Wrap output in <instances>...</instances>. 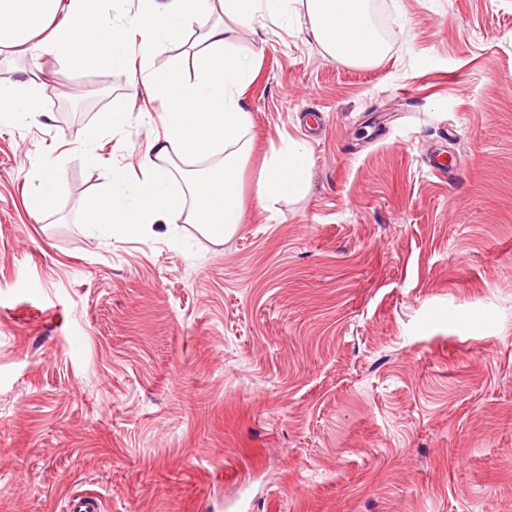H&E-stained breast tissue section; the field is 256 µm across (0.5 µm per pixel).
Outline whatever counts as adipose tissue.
Here are the masks:
<instances>
[{
	"label": "adipose tissue",
	"mask_w": 512,
	"mask_h": 512,
	"mask_svg": "<svg viewBox=\"0 0 512 512\" xmlns=\"http://www.w3.org/2000/svg\"><path fill=\"white\" fill-rule=\"evenodd\" d=\"M140 2L126 31L108 28L99 0H0V46L27 49L40 37L83 67L123 70L133 58H147L160 42L197 29L203 48L193 77L177 70L152 77V90L163 103L164 133L151 140L140 178L130 183L113 176L111 186L88 202L84 221L125 237L181 221L211 239H229L245 222V195L273 210L306 191L311 167L307 150L288 141L272 150L253 182H246L252 116L242 90L254 75L256 57L230 44L231 25L248 26L259 17L285 25L302 15L330 59L365 67L386 54L369 0H222L218 19L211 0ZM60 14L65 21L59 25Z\"/></svg>",
	"instance_id": "ef3b65f1"
}]
</instances>
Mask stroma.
<instances>
[{"label": "stroma", "mask_w": 512, "mask_h": 512, "mask_svg": "<svg viewBox=\"0 0 512 512\" xmlns=\"http://www.w3.org/2000/svg\"><path fill=\"white\" fill-rule=\"evenodd\" d=\"M378 10L367 67L302 19L234 27L247 176L288 139L312 167L223 242L82 222L139 176L150 77L192 75L194 30L107 74L0 47L41 96L0 122V512H512V0Z\"/></svg>", "instance_id": "35a3bbf8"}]
</instances>
